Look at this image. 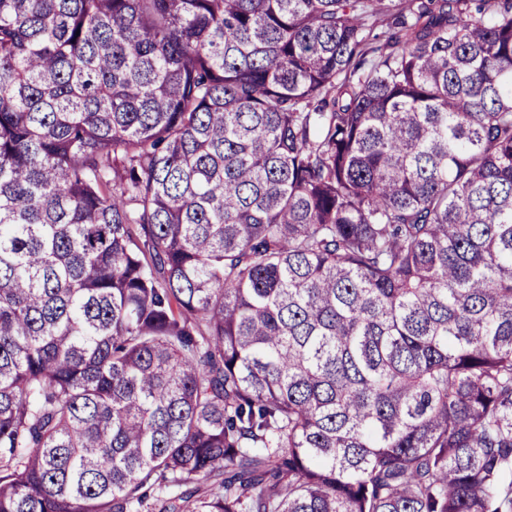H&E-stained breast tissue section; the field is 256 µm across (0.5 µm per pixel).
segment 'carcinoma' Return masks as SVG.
<instances>
[{
	"label": "carcinoma",
	"instance_id": "carcinoma-1",
	"mask_svg": "<svg viewBox=\"0 0 512 512\" xmlns=\"http://www.w3.org/2000/svg\"><path fill=\"white\" fill-rule=\"evenodd\" d=\"M0 512H512V0H0Z\"/></svg>",
	"mask_w": 512,
	"mask_h": 512
}]
</instances>
